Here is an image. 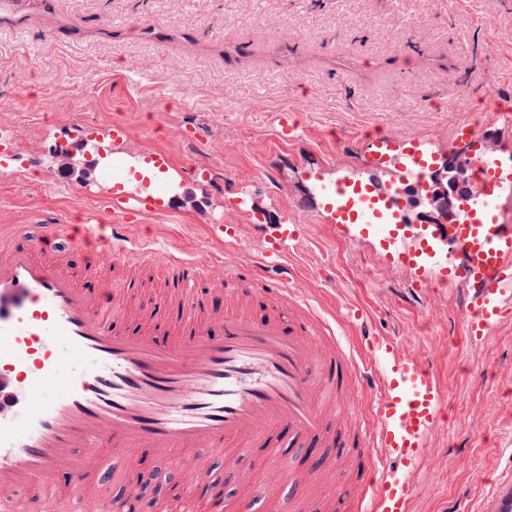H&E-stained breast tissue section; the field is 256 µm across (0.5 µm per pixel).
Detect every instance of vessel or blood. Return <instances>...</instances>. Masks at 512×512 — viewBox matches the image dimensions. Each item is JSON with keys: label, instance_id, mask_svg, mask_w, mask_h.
<instances>
[{"label": "vessel or blood", "instance_id": "vessel-or-blood-1", "mask_svg": "<svg viewBox=\"0 0 512 512\" xmlns=\"http://www.w3.org/2000/svg\"><path fill=\"white\" fill-rule=\"evenodd\" d=\"M127 136L118 122L95 129L96 140L114 145L101 169L113 190L95 197L86 224L61 220L0 252V510L4 493L38 482L44 512H70L73 491L79 512H99L107 486L93 474L106 469L97 453L106 446L125 460L117 477L131 495L112 512H130L139 496L131 472L144 455L182 448L222 452L245 501L255 496L254 471L241 466V451L277 464L296 512L316 492L332 503L347 458L350 512H409L410 475L445 417L446 396L431 368L401 357L392 339L368 336L359 347L343 338L340 327L361 312L327 314L290 284L282 259L300 225L275 224L261 257L239 267L165 254L170 298H115L113 258L144 249L131 228L175 213L171 156L157 150L134 167L119 148ZM366 148L367 166L388 180L363 184L338 171L317 190L323 208L428 287L468 288L465 331L480 345L512 320V221L502 217L512 169L498 153L470 155L479 179L453 199L460 222L405 224L411 188L435 163L428 140L385 132ZM135 175L146 186L131 195L122 184ZM81 242L98 247L93 289L64 269ZM218 294L224 309L214 314ZM121 319L134 330L118 327ZM181 471L176 499L223 512L222 487L202 460H183ZM63 473L73 475L71 488L59 485Z\"/></svg>", "mask_w": 512, "mask_h": 512}]
</instances>
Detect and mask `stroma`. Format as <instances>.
<instances>
[{
	"label": "stroma",
	"mask_w": 512,
	"mask_h": 512,
	"mask_svg": "<svg viewBox=\"0 0 512 512\" xmlns=\"http://www.w3.org/2000/svg\"><path fill=\"white\" fill-rule=\"evenodd\" d=\"M508 98L512 0H52L48 10L31 0L0 20V129L15 150L0 167V247L27 244L52 214L80 223L110 190L97 174L76 189L87 126L124 123L122 150L136 163L156 150L181 168L206 157L205 177L178 191L180 222L151 216L134 236L159 254L232 266L264 245L254 215L303 225L287 252L296 284L328 312L362 310L346 335L394 338L446 393L410 512H494L497 496L512 495V323L470 346L465 287H416L375 242L296 203L337 168L367 179L362 135L374 128L428 139L442 166L455 123L476 119L512 152V125L494 108ZM282 111L301 124L285 145L275 136ZM188 124L204 144L182 138ZM242 185L249 214L225 206ZM212 224L240 225L239 242L217 244ZM136 477L141 512H157L181 481L179 457L147 459Z\"/></svg>",
	"instance_id": "35a3bbf8"
}]
</instances>
